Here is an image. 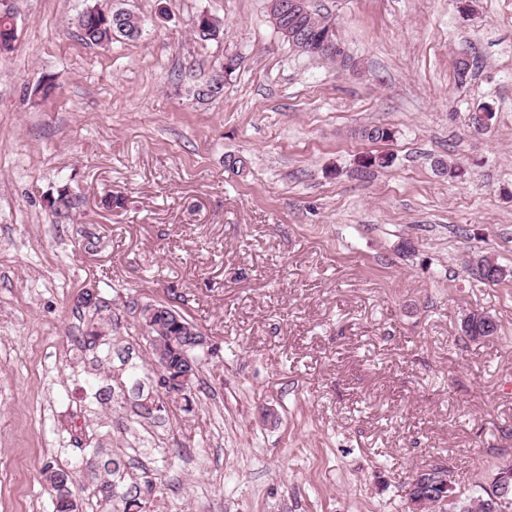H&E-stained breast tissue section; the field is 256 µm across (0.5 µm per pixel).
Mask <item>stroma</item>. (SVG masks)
I'll return each mask as SVG.
<instances>
[{
	"instance_id": "stroma-1",
	"label": "stroma",
	"mask_w": 512,
	"mask_h": 512,
	"mask_svg": "<svg viewBox=\"0 0 512 512\" xmlns=\"http://www.w3.org/2000/svg\"><path fill=\"white\" fill-rule=\"evenodd\" d=\"M95 2L0 0V512H53L49 463L110 512L107 458L154 482L144 512H405L433 467L481 495L512 462V0H310L349 67L294 52L267 0H126L148 24L109 47L77 36ZM203 12L223 39H194ZM151 304L207 338L189 401ZM472 311L497 333L464 336Z\"/></svg>"
}]
</instances>
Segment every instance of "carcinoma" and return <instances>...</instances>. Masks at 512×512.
Returning <instances> with one entry per match:
<instances>
[{
    "label": "carcinoma",
    "instance_id": "carcinoma-1",
    "mask_svg": "<svg viewBox=\"0 0 512 512\" xmlns=\"http://www.w3.org/2000/svg\"><path fill=\"white\" fill-rule=\"evenodd\" d=\"M78 37L87 44L97 46H110L112 41L121 37L127 40L137 39L146 25L143 16H131L122 6L121 0H103L99 7L86 9L78 15ZM223 34L220 21L207 13H201L195 21L194 36L205 42L215 40ZM57 205L56 215L65 217L75 208L76 201L72 198L67 187H62L57 196L50 199ZM481 278L488 282H498L505 276V270L492 260L486 258L480 262ZM156 327L149 331L153 336H163L170 340L165 346V355L169 367L179 370L184 363V357L190 350L181 343L180 325L166 320L160 316L155 321ZM461 330L469 338L476 336H493L497 333V324L493 319L483 313H474L464 321ZM48 480L56 491L55 512H74L75 504L68 490L71 474L63 469L50 467ZM153 491V483L146 482L144 489H135V492L118 493L115 485L101 486V492L108 501L112 502L113 512H140L141 493L149 494Z\"/></svg>",
    "mask_w": 512,
    "mask_h": 512
}]
</instances>
